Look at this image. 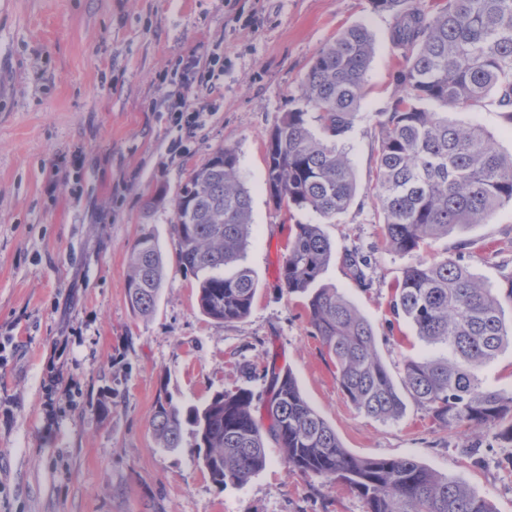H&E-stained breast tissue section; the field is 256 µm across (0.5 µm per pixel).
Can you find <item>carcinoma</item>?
Wrapping results in <instances>:
<instances>
[{"label": "carcinoma", "mask_w": 512, "mask_h": 512, "mask_svg": "<svg viewBox=\"0 0 512 512\" xmlns=\"http://www.w3.org/2000/svg\"><path fill=\"white\" fill-rule=\"evenodd\" d=\"M391 17L390 39L401 62L395 93L374 113L381 131L376 182L369 189L383 217L386 248L421 251L453 230L481 224L512 203V153L472 122L448 119V110L476 112L490 94L512 124V0H370ZM375 52L362 25L344 29L314 57L297 105L266 133L265 189L278 211H305L315 223L295 225L280 268V289L304 299L313 334L336 365L344 396L381 421L395 420L409 397L450 432L499 426L512 444V392L490 389L482 370L512 346L499 291L480 282L459 260L422 259L408 267L390 301L424 350L403 360L396 385L377 349L376 332L335 288L320 283L332 257L321 223L353 202L356 176L344 137L363 97ZM176 261L197 280V303L224 323L249 316L257 291L242 264L252 224L251 198L240 179L237 150L224 146L193 170L172 200ZM344 260L361 286L367 258L357 249ZM166 275L159 241L144 234L128 257L132 311L154 310ZM246 388L214 395L203 407H179L158 394L151 419L158 448H178L185 426L213 483L243 485L263 470L271 439L292 471L326 485L345 484L365 512H495L465 483L412 458L353 455L303 396L289 370L271 369L265 408L255 415Z\"/></svg>", "instance_id": "1"}]
</instances>
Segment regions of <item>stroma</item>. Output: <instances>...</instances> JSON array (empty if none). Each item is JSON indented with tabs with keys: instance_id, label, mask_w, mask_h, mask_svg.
Wrapping results in <instances>:
<instances>
[{
	"instance_id": "1",
	"label": "stroma",
	"mask_w": 512,
	"mask_h": 512,
	"mask_svg": "<svg viewBox=\"0 0 512 512\" xmlns=\"http://www.w3.org/2000/svg\"><path fill=\"white\" fill-rule=\"evenodd\" d=\"M366 26L375 55L346 137L360 187L373 185L381 132L373 114L395 87L390 18L370 0H0V512H364L342 484L288 470L276 445L242 486H216L194 454L193 428L176 450L149 430L159 391L200 406L239 388L265 396V369H290L307 401L350 453L410 457L466 483L496 512H512V448L494 428L451 433L414 403L380 421L343 395L313 336L303 300L282 293L278 267L295 223L265 191V134L291 109L317 52L346 27ZM220 57L221 71L184 82V60ZM203 114L175 123V94ZM234 146L251 196L245 263L258 290L234 323L204 316L195 279L176 262L167 204L192 170ZM382 216L357 195L323 224L333 256L324 285L372 323L393 379L422 345L389 301L406 267L385 248ZM166 255L150 317L126 296L127 256L143 233ZM368 254L361 287L345 249ZM425 258L453 256L476 277L512 272V204L485 223L432 241ZM112 399L108 416L91 407Z\"/></svg>"
}]
</instances>
